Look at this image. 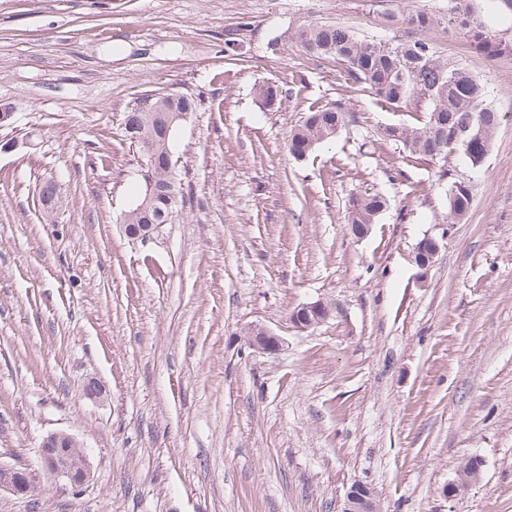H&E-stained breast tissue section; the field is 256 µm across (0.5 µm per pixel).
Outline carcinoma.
Returning <instances> with one entry per match:
<instances>
[{
    "instance_id": "obj_1",
    "label": "carcinoma",
    "mask_w": 512,
    "mask_h": 512,
    "mask_svg": "<svg viewBox=\"0 0 512 512\" xmlns=\"http://www.w3.org/2000/svg\"><path fill=\"white\" fill-rule=\"evenodd\" d=\"M474 9V0H448V14L442 17L408 11L401 14L398 22L416 31H428L441 24L457 27L474 50L490 58L512 54V38L500 37L484 19L475 21ZM297 41L307 54L343 65L349 79L365 85L377 102L397 107L412 101L424 109V118L417 126H380L381 140L398 143L410 155L431 162L441 151L450 154L449 145L463 134L492 144L499 112L485 86L462 65L439 58L428 40L391 43L382 38H361L338 24H310L298 33ZM257 95L269 111L280 103L279 90L273 86H260ZM195 108V101L183 94L145 95L128 107L124 118L134 128L124 126L125 137L141 156L154 155V168L146 171V177L161 184L166 197L150 199L141 211L128 205L121 215L122 223L158 224L161 214L177 213V183L168 174V159L180 118ZM356 120L355 110L342 99L311 106L302 123L292 131L289 151L294 158L302 159L316 145L335 137L341 128ZM446 198L448 215L458 218L472 206L471 186L456 181ZM386 207V199L378 193L353 196L348 212L352 231L363 224L376 223Z\"/></svg>"
}]
</instances>
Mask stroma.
Segmentation results:
<instances>
[{"mask_svg":"<svg viewBox=\"0 0 512 512\" xmlns=\"http://www.w3.org/2000/svg\"><path fill=\"white\" fill-rule=\"evenodd\" d=\"M412 10L448 0H0V139L20 143L0 153V463L38 467L55 431L92 462L79 486L1 492L0 512H339L358 483L381 512H512V55L423 34L501 115L474 169L380 140L419 106L377 104L295 40L334 23L405 41L386 16ZM148 93L196 109L172 155L178 215L141 242L120 222L139 161L122 119ZM338 99L357 123L294 159L308 107ZM456 179L473 193L460 219ZM365 191L388 207L360 238L348 204ZM425 237L442 248L423 278ZM317 300L331 315L295 328ZM259 327L281 350L250 346ZM472 457L479 480L448 498ZM446 198H448L449 216L458 218L466 214L472 206L471 186L464 181L453 182L446 193Z\"/></svg>","mask_w":512,"mask_h":512,"instance_id":"1","label":"stroma"}]
</instances>
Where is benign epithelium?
I'll use <instances>...</instances> for the list:
<instances>
[{
	"label": "benign epithelium",
	"mask_w": 512,
	"mask_h": 512,
	"mask_svg": "<svg viewBox=\"0 0 512 512\" xmlns=\"http://www.w3.org/2000/svg\"><path fill=\"white\" fill-rule=\"evenodd\" d=\"M439 251V241L427 237L415 247L413 254L417 255V259L413 260V263L425 275ZM325 318V304L319 301L301 305L291 314V322L303 330L320 324ZM250 341L254 348L268 353L278 351L281 346V339L265 329L254 331ZM78 447L80 443L68 433L56 432L47 435L41 443L42 470L36 471L28 467L6 468L1 465L0 489L15 495H27L43 475L66 479L74 486L85 483L90 475L89 467L73 462L70 457V449ZM341 512H377L372 490L365 485L353 486L345 497Z\"/></svg>",
	"instance_id": "1"
}]
</instances>
